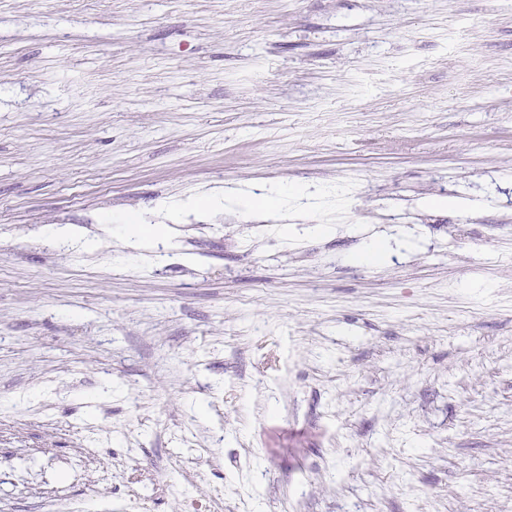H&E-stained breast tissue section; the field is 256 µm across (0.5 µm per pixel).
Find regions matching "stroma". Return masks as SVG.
Segmentation results:
<instances>
[{
  "instance_id": "stroma-1",
  "label": "stroma",
  "mask_w": 512,
  "mask_h": 512,
  "mask_svg": "<svg viewBox=\"0 0 512 512\" xmlns=\"http://www.w3.org/2000/svg\"><path fill=\"white\" fill-rule=\"evenodd\" d=\"M3 396L0 512H512V0H0ZM224 203L238 205L247 212L258 211L254 207L255 200L252 192L248 189H238L230 194L226 191H224V193H216L211 195L206 202L201 203L196 200L195 202L190 203L189 206L194 210L205 212L224 207ZM116 226L122 230L129 247L138 251L154 247L151 236L144 231L138 218L133 216L127 217L121 224Z\"/></svg>"
}]
</instances>
